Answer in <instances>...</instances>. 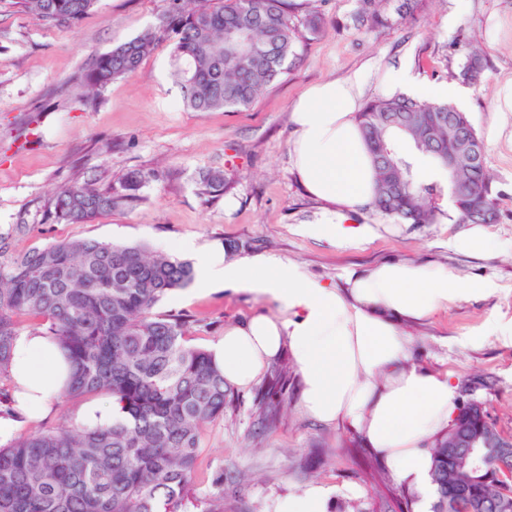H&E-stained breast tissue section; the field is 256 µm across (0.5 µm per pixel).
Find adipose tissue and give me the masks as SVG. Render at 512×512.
<instances>
[{"label":"adipose tissue","mask_w":512,"mask_h":512,"mask_svg":"<svg viewBox=\"0 0 512 512\" xmlns=\"http://www.w3.org/2000/svg\"><path fill=\"white\" fill-rule=\"evenodd\" d=\"M362 89L357 73L312 85L290 115L297 177L326 204L321 219L301 231L340 246L360 244L376 233L373 225L345 219L346 212L374 199L375 172L355 118ZM160 248L196 258L198 289L221 285L277 305L275 313L226 327L210 346L228 386H253L282 352H289L302 412L322 424L352 429L398 483L426 491L427 446L457 415L456 384L450 372L415 362L413 340L399 325L490 293L493 283L465 285L445 267L382 261L349 274L345 287L337 288L290 260L233 259L224 244L164 241ZM69 376L70 367L50 337L34 329L17 334L8 379L23 414L47 413Z\"/></svg>","instance_id":"1"}]
</instances>
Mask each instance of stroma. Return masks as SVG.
<instances>
[{"label": "stroma", "instance_id": "stroma-1", "mask_svg": "<svg viewBox=\"0 0 512 512\" xmlns=\"http://www.w3.org/2000/svg\"><path fill=\"white\" fill-rule=\"evenodd\" d=\"M297 17L316 8L321 33L306 36L288 76L242 111L196 112L183 102L168 45H160L140 69L112 82L95 103L86 100L84 73L95 58L158 25L162 0H98L71 27H51L0 0V232L8 252L22 255L59 241L95 239L113 244L219 241L236 257L268 256L298 262L311 275L343 286L351 271L390 259L439 264L461 280L487 279L495 292L468 298L404 325L415 361L452 373L459 402L482 403L497 430L512 437V346L484 336L494 317L512 320V112L497 109L512 86V0H383L380 23H359L360 0H295ZM484 51L487 67L469 86L462 105L485 144L484 161L501 193L499 214L488 233L504 251L466 256L448 246L462 231L445 224H400L366 206L352 216L376 235L342 248L303 235L316 223L320 201L307 194L292 166L290 108L310 85L353 73L364 77L363 97L393 93V70H411L426 86L457 81L462 43ZM37 143H26L31 127ZM223 170L229 192L204 195L196 174ZM134 170L152 172L135 206L84 224L48 218L56 191L93 183L107 190ZM157 312H181L189 344L206 348L227 326L275 303L221 286H194L166 295ZM257 391L231 390V406L210 427L195 467L194 485L206 492L224 473V512H275L279 497L319 484L329 512H418L422 493L396 483L384 461L356 433L327 426L299 408V384L289 377L284 404L269 429L257 425ZM84 398L59 397L49 414L32 420L17 414L13 438L70 425Z\"/></svg>", "mask_w": 512, "mask_h": 512}]
</instances>
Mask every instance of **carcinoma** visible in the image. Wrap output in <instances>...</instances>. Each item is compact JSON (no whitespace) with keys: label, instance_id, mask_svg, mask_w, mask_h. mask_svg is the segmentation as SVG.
I'll use <instances>...</instances> for the list:
<instances>
[{"label":"carcinoma","instance_id":"obj_1","mask_svg":"<svg viewBox=\"0 0 512 512\" xmlns=\"http://www.w3.org/2000/svg\"><path fill=\"white\" fill-rule=\"evenodd\" d=\"M98 0H13L54 27L76 24ZM160 23L98 56L85 76L90 91L135 73L166 42L185 105L197 112L247 109L288 75L304 34L324 19L294 22L291 0H164ZM244 41L268 49L253 60ZM465 55L463 82L485 70ZM357 120L376 171L373 205L406 224H439L452 203L462 224H493L499 192L484 165V144L467 113L450 102L404 94L370 100ZM152 174L132 172L109 191L89 184L56 192L49 219L81 224L140 199ZM204 195L227 192L219 169L199 172ZM0 235V378L7 377L17 327L26 313L61 348L72 372L69 396L108 395L123 416L110 427L39 431L0 446V512H224V470L212 489L193 492L208 425L224 416L229 387L207 350L187 344L186 321L154 311L165 295L194 279L188 260L141 244L94 239L59 241L5 255ZM492 435L508 443L482 405L469 408L431 448V512H512V455L467 439Z\"/></svg>","mask_w":512,"mask_h":512}]
</instances>
